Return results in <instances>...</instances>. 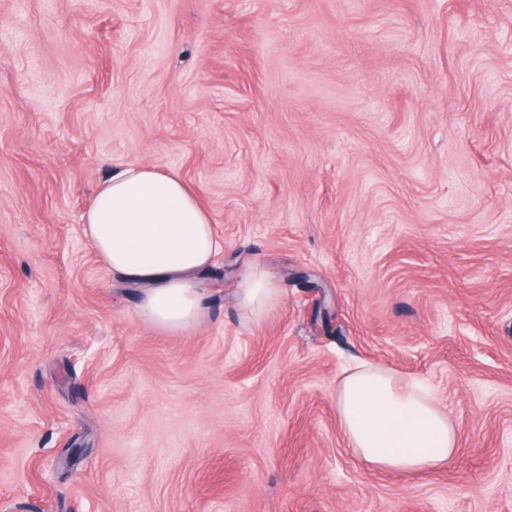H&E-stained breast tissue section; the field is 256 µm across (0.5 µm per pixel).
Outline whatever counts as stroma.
<instances>
[{"instance_id":"35a3bbf8","label":"stroma","mask_w":512,"mask_h":512,"mask_svg":"<svg viewBox=\"0 0 512 512\" xmlns=\"http://www.w3.org/2000/svg\"><path fill=\"white\" fill-rule=\"evenodd\" d=\"M130 163L224 242L190 333L84 236ZM357 361L429 385L446 466L356 457ZM511 436L512 0H0V512H512ZM238 306L244 315L259 322L263 313L279 306L283 300L281 288L260 266L254 267L236 288Z\"/></svg>"}]
</instances>
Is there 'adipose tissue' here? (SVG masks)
Instances as JSON below:
<instances>
[{"mask_svg": "<svg viewBox=\"0 0 512 512\" xmlns=\"http://www.w3.org/2000/svg\"><path fill=\"white\" fill-rule=\"evenodd\" d=\"M84 235L112 273L142 289L143 322L182 334L206 317L194 280L222 241L178 175L139 164L115 169L84 215ZM236 295L241 312L256 321L283 300L281 288L258 266L240 280ZM337 414L349 447L375 469H436L457 449L449 416L428 387L417 379H398L381 365L344 369Z\"/></svg>", "mask_w": 512, "mask_h": 512, "instance_id": "1", "label": "adipose tissue"}]
</instances>
